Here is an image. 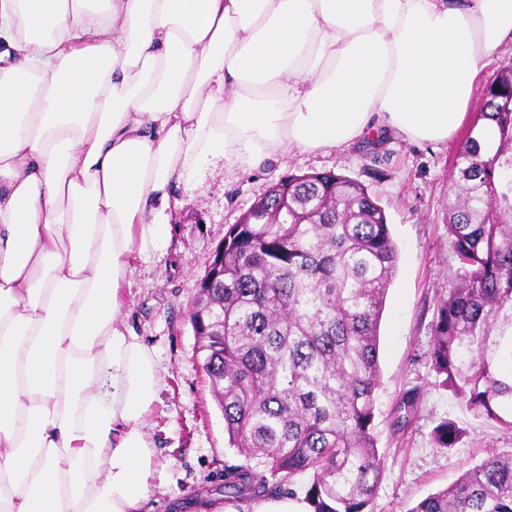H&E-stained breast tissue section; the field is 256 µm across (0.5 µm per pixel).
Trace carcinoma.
<instances>
[{
	"instance_id": "obj_1",
	"label": "carcinoma",
	"mask_w": 512,
	"mask_h": 512,
	"mask_svg": "<svg viewBox=\"0 0 512 512\" xmlns=\"http://www.w3.org/2000/svg\"><path fill=\"white\" fill-rule=\"evenodd\" d=\"M512 66L486 88L452 165L448 237L457 263L427 353L467 411L512 432ZM385 210L326 172L288 178L279 224H230L217 336H198L224 416V497L288 490L306 512H372L383 474L374 435L379 323L396 272ZM452 420L432 430L452 448ZM307 477L302 493L294 478ZM408 512H512V452H493Z\"/></svg>"
}]
</instances>
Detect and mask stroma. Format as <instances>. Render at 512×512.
I'll use <instances>...</instances> for the list:
<instances>
[{
  "label": "stroma",
  "mask_w": 512,
  "mask_h": 512,
  "mask_svg": "<svg viewBox=\"0 0 512 512\" xmlns=\"http://www.w3.org/2000/svg\"><path fill=\"white\" fill-rule=\"evenodd\" d=\"M456 145L453 138L411 143L383 131L342 150L295 149L252 169H230L220 159L174 187L179 204L167 210V236L137 254L124 290L123 321L153 348L162 378L148 418L156 450L150 492L139 512H224V464L240 457L227 446L189 312L228 225L271 185L295 174L333 171L365 184L384 208L398 249L380 324L376 435L384 470L373 512H408L490 452L512 449V434L474 417L439 387L425 358L438 294L457 267L447 226ZM413 388L418 408L399 423L400 397ZM446 418L463 430L451 449L432 440L433 427Z\"/></svg>",
  "instance_id": "obj_1"
}]
</instances>
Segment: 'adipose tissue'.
Masks as SVG:
<instances>
[{
	"label": "adipose tissue",
	"instance_id": "obj_1",
	"mask_svg": "<svg viewBox=\"0 0 512 512\" xmlns=\"http://www.w3.org/2000/svg\"><path fill=\"white\" fill-rule=\"evenodd\" d=\"M0 0V512H136L161 380L119 323L173 184L443 142L512 0Z\"/></svg>",
	"mask_w": 512,
	"mask_h": 512
}]
</instances>
